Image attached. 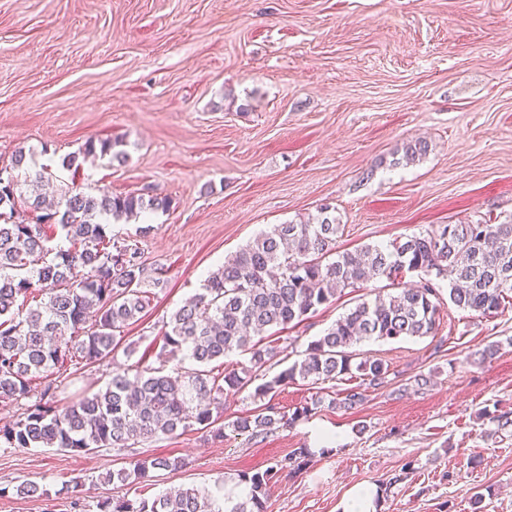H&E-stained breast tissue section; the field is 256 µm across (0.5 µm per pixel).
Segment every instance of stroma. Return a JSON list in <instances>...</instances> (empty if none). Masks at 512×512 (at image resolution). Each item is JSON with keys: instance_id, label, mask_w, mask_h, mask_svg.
<instances>
[{"instance_id": "obj_1", "label": "stroma", "mask_w": 512, "mask_h": 512, "mask_svg": "<svg viewBox=\"0 0 512 512\" xmlns=\"http://www.w3.org/2000/svg\"><path fill=\"white\" fill-rule=\"evenodd\" d=\"M120 141L125 164L60 167L88 138ZM428 151L400 160L404 143ZM71 184L115 195L158 192L167 212L112 231L134 239L165 284L129 326L134 354L85 366L56 396L98 390L113 370L159 367L163 321L208 274L273 224L330 205L338 250L389 245L437 224L512 217V0H0V166L18 148ZM376 279L284 330L295 352ZM498 345L484 358L489 345ZM391 381L346 410L321 405L258 437L203 431L134 452L0 447V512H98L127 494L105 482L132 456L174 455L149 494L238 485L325 435L338 447L299 473L279 472L268 512H341L358 485L380 512H512V304L493 316L442 300L432 335L357 345ZM430 378L417 389L418 375ZM38 485L42 497L14 492Z\"/></svg>"}]
</instances>
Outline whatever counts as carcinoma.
I'll use <instances>...</instances> for the list:
<instances>
[{
	"label": "carcinoma",
	"instance_id": "cac0c4a2",
	"mask_svg": "<svg viewBox=\"0 0 512 512\" xmlns=\"http://www.w3.org/2000/svg\"><path fill=\"white\" fill-rule=\"evenodd\" d=\"M120 142L91 138L82 150L62 158L76 172L81 160L94 156L112 164L128 154ZM428 143L409 141L403 159L426 154ZM0 403H16L21 413L0 427L7 448H57L61 451L120 452L205 429L216 438L225 428L256 437L281 425L293 426L312 415L305 404L290 414L265 402L280 387L297 380L334 382L347 376L376 389L387 383L389 366L381 359L357 358L352 348L363 340L431 335L439 318V281H448V298L459 309L482 316L496 314L512 300V219L500 224H441L388 246L365 244L336 251L344 225L324 207L300 224H275L210 273L201 292L176 310L163 325L158 357L179 353L194 361L191 372L165 366L134 376L116 370L104 387L66 402L53 400L55 380L73 364H99L112 358L124 329L150 308L151 289L164 283L149 273L137 244L112 233L111 219H137L165 211L168 196L98 195L72 185L51 206L39 192L48 168H26L20 148L0 167ZM28 210L31 222L20 215ZM69 247H51L45 228ZM421 274L413 288L357 303L339 317L302 354L270 379L256 383L277 347L264 344L277 328L299 324L329 305L348 288L376 278L394 280L403 271ZM39 299L20 310L21 298ZM250 354L242 372L209 368L234 352ZM43 385L39 396L33 383ZM254 385V411L224 423V393ZM364 393L344 390L336 403L352 409ZM314 452L294 448L264 470L241 476L244 496L216 495L205 487L187 486L173 493L145 496L147 478L157 471H178L185 459L147 456L109 472L105 480L134 489V497L106 499L98 512H266L269 484L282 469L299 472Z\"/></svg>",
	"mask_w": 512,
	"mask_h": 512
}]
</instances>
